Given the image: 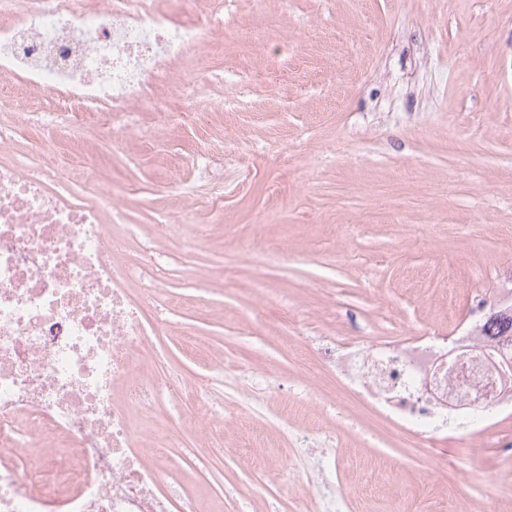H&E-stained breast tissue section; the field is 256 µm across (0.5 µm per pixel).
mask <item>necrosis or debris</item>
I'll list each match as a JSON object with an SVG mask.
<instances>
[{
    "label": "necrosis or debris",
    "mask_w": 512,
    "mask_h": 512,
    "mask_svg": "<svg viewBox=\"0 0 512 512\" xmlns=\"http://www.w3.org/2000/svg\"><path fill=\"white\" fill-rule=\"evenodd\" d=\"M192 19L166 0H0V76L50 96L41 109L53 138L9 160L0 128V512H199L195 497L172 504L160 491L169 450L187 432L209 434L224 411L210 381L186 386L148 360L157 323L130 282H164L155 248L158 225L143 236V262L122 258L127 234L107 178L87 169L77 194L63 187L58 145L81 128L121 150L145 135L143 113L158 105L163 79L224 28L227 0H203ZM490 303L475 296V324L452 345L468 377L441 372L446 347L430 339L405 347L357 348L341 365L348 386L398 421L433 431L463 418L482 430L491 414L512 410V379L491 403L474 405L494 371L481 359L512 340L482 333ZM150 448L137 447L140 439ZM309 512H350L334 476L313 468L303 491Z\"/></svg>",
    "instance_id": "4bbe7bcc"
}]
</instances>
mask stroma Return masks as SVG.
I'll use <instances>...</instances> for the list:
<instances>
[{"label":"stroma","mask_w":512,"mask_h":512,"mask_svg":"<svg viewBox=\"0 0 512 512\" xmlns=\"http://www.w3.org/2000/svg\"><path fill=\"white\" fill-rule=\"evenodd\" d=\"M197 56L152 135L65 148L119 192L138 228L126 260L172 227L156 239L158 363L189 386L223 368L226 452L189 437L163 491L297 512L300 434L330 451L352 512H512L511 413L423 433L317 361L322 339L340 353L455 335L512 278V0H231ZM219 138L253 146L227 151L220 183L196 165ZM245 368L267 378V419L238 400Z\"/></svg>","instance_id":"1"}]
</instances>
